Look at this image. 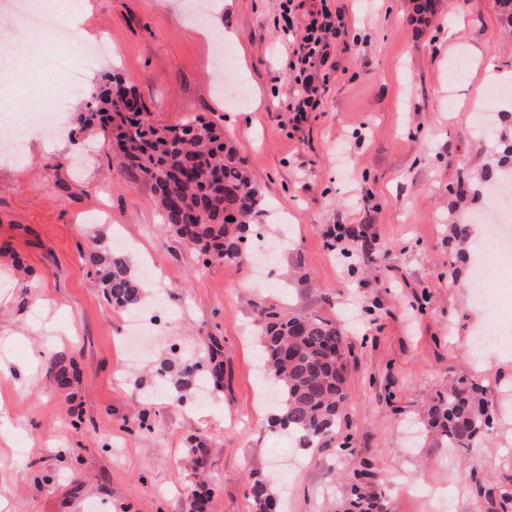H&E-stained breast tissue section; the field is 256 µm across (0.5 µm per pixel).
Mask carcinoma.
<instances>
[{"label": "carcinoma", "mask_w": 512, "mask_h": 512, "mask_svg": "<svg viewBox=\"0 0 512 512\" xmlns=\"http://www.w3.org/2000/svg\"><path fill=\"white\" fill-rule=\"evenodd\" d=\"M85 108L83 122L98 123L118 149L125 176L149 186L169 230L197 248L204 264L244 260L264 202L238 150L224 143L213 123L157 126L134 87L118 76ZM90 260L112 304L132 308L140 302L141 282L124 256L103 250L90 254ZM255 311L263 375L279 394L274 423L305 448L325 442L349 400L353 347L344 330L326 318L286 315L263 301ZM485 394L484 384L467 377L437 393L426 425L434 443L469 455L482 447L496 416ZM372 478L366 470L352 472L346 512H385L384 492ZM250 495L256 512H267L270 498L263 481L252 483Z\"/></svg>", "instance_id": "cac0c4a2"}]
</instances>
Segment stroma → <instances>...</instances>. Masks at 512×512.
<instances>
[{
  "label": "stroma",
  "mask_w": 512,
  "mask_h": 512,
  "mask_svg": "<svg viewBox=\"0 0 512 512\" xmlns=\"http://www.w3.org/2000/svg\"><path fill=\"white\" fill-rule=\"evenodd\" d=\"M87 3L91 34L108 43L87 76L132 84L157 125L215 122L262 195L267 244L293 238L273 266L302 277L257 281V257L203 264L166 232L150 188L116 169L111 142L82 125L84 98L68 99L67 140L33 129L29 164L0 160V357L25 365L0 378V512H252L256 478L273 512H344L348 466L376 474L386 512H487L484 489H512V402L502 401L512 365L495 348L478 360L469 348L479 325L512 322V268L491 269L487 301L474 303L480 238L469 216L512 141V98L497 102L490 131L473 105L489 85L512 84L500 0H435L424 24L412 0H327L349 28L330 48L317 110L297 124L283 27L303 30L307 9L286 19L281 0ZM50 43L26 56L0 143L65 96ZM464 54L480 63L457 80ZM339 224L364 225L375 262L357 259L353 238L328 248ZM119 234L147 277L137 308L146 350L133 365L121 345L127 312L107 301L89 261ZM262 299L335 320L353 346L349 401L326 447H298L260 401ZM214 343L221 379L208 400L178 402L156 369L206 360ZM51 352L64 355L53 368ZM462 375L488 381L499 405L475 481L423 425Z\"/></svg>",
  "instance_id": "obj_1"
}]
</instances>
